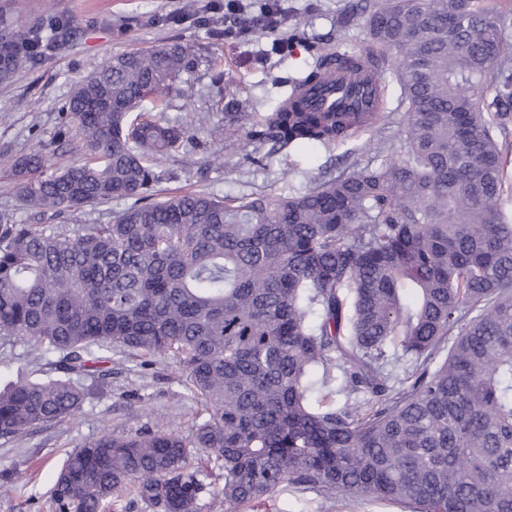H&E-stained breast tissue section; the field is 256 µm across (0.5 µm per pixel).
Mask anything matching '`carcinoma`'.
<instances>
[{
  "mask_svg": "<svg viewBox=\"0 0 512 512\" xmlns=\"http://www.w3.org/2000/svg\"><path fill=\"white\" fill-rule=\"evenodd\" d=\"M375 64L404 108L396 156L307 191L218 198L154 189L183 127L141 110L196 63L175 41L105 60L58 106L55 139L83 160L48 172L36 138L11 166L45 213L114 199L108 224H18L0 212V336L57 376L0 389V437L76 415L81 379L120 347L170 358L201 405L186 437L109 431L57 472V512H104L125 490L152 512H227L290 485L410 512H512V12L489 0H366ZM75 32L0 10V83ZM354 51L311 49L304 76L246 131L258 147L342 144L379 112H300L304 89ZM494 96H483L485 85ZM193 455L218 475L187 465Z\"/></svg>",
  "mask_w": 512,
  "mask_h": 512,
  "instance_id": "cac0c4a2",
  "label": "carcinoma"
}]
</instances>
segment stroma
Segmentation results:
<instances>
[{"label": "stroma", "mask_w": 512, "mask_h": 512, "mask_svg": "<svg viewBox=\"0 0 512 512\" xmlns=\"http://www.w3.org/2000/svg\"><path fill=\"white\" fill-rule=\"evenodd\" d=\"M351 0H282L286 13L282 36L286 51L272 48L271 38L235 32L216 36L199 23L208 0H0L10 21L22 25L49 11L74 20L77 31L65 49L28 64L10 83L0 84V211L20 224H105L125 208V201L87 206L75 212L37 216L17 195L9 171L35 138L52 140L57 107L74 85L112 55L155 48L176 40L193 44L198 63L169 90L167 119L179 121L187 141L161 163L166 175L159 197L203 191L218 197L251 193L288 195L306 191L312 177L349 172L352 166H378L393 156L401 139L405 112L399 89L385 74L387 94L376 127L334 146L286 147L254 162V145L245 127L283 98L285 77L302 76L308 64L306 42L328 41L341 48H365L369 35L364 17L344 18ZM239 112L238 131H229L225 113ZM106 382L91 381V396L80 413L11 438H0V471L17 479L0 486V512H55L52 487L68 455L87 440L109 430L130 436L167 425L190 434L200 407L185 389L172 362L137 367L122 350L112 353ZM45 360L13 338L0 344V387L20 378H42ZM244 512H407L387 503L356 497L333 499L303 486H289L268 499L252 502Z\"/></svg>", "instance_id": "stroma-1"}]
</instances>
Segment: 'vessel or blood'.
I'll list each match as a JSON object with an SVG mask.
<instances>
[{
    "mask_svg": "<svg viewBox=\"0 0 512 512\" xmlns=\"http://www.w3.org/2000/svg\"><path fill=\"white\" fill-rule=\"evenodd\" d=\"M359 63L337 69L326 81L306 90L303 109L307 112H376L381 104L373 91L381 77L368 54L358 56Z\"/></svg>",
    "mask_w": 512,
    "mask_h": 512,
    "instance_id": "vessel-or-blood-1",
    "label": "vessel or blood"
}]
</instances>
